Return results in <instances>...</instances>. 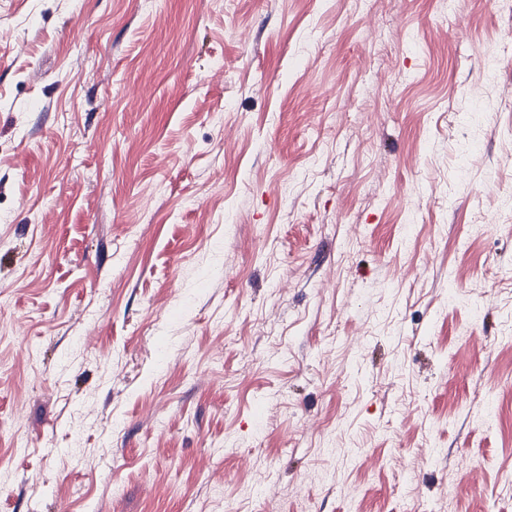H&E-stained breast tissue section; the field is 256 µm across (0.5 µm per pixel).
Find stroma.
<instances>
[{
	"mask_svg": "<svg viewBox=\"0 0 512 512\" xmlns=\"http://www.w3.org/2000/svg\"><path fill=\"white\" fill-rule=\"evenodd\" d=\"M498 0H0V512H512Z\"/></svg>",
	"mask_w": 512,
	"mask_h": 512,
	"instance_id": "1",
	"label": "stroma"
}]
</instances>
